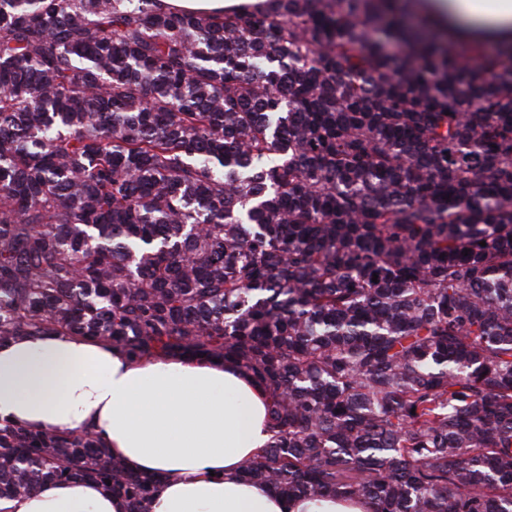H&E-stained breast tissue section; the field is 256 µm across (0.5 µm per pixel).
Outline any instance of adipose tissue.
I'll list each match as a JSON object with an SVG mask.
<instances>
[{
  "instance_id": "adipose-tissue-1",
  "label": "adipose tissue",
  "mask_w": 512,
  "mask_h": 512,
  "mask_svg": "<svg viewBox=\"0 0 512 512\" xmlns=\"http://www.w3.org/2000/svg\"><path fill=\"white\" fill-rule=\"evenodd\" d=\"M448 31L512 38V0H418ZM88 433L142 474H162L152 512H368L365 500L288 499L240 476L269 438L263 393L207 358L135 359L76 334L0 344V427ZM91 480L47 482L0 512H126Z\"/></svg>"
}]
</instances>
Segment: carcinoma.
Returning <instances> with one entry per match:
<instances>
[{
	"label": "carcinoma",
	"instance_id": "1",
	"mask_svg": "<svg viewBox=\"0 0 512 512\" xmlns=\"http://www.w3.org/2000/svg\"><path fill=\"white\" fill-rule=\"evenodd\" d=\"M161 2L0 0V342L239 368L242 473L282 495L512 512V49L377 0ZM72 478L128 512L158 483L0 427V500ZM261 0H163V4L172 10L202 11L208 13L224 12V9L237 7L242 4H253Z\"/></svg>",
	"mask_w": 512,
	"mask_h": 512
}]
</instances>
